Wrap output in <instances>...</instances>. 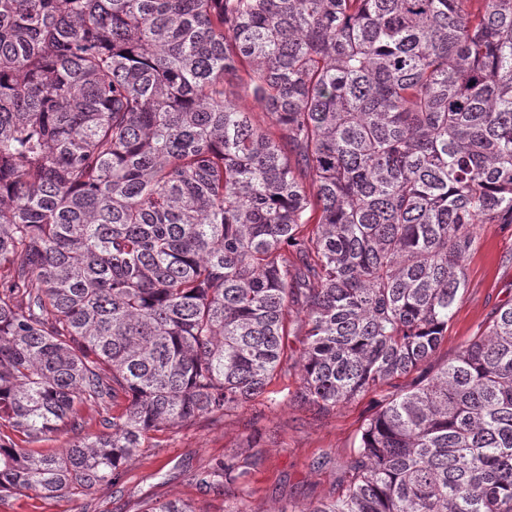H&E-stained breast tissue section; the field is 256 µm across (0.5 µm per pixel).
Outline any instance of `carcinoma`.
<instances>
[{"instance_id":"carcinoma-1","label":"carcinoma","mask_w":512,"mask_h":512,"mask_svg":"<svg viewBox=\"0 0 512 512\" xmlns=\"http://www.w3.org/2000/svg\"><path fill=\"white\" fill-rule=\"evenodd\" d=\"M479 224H512V0H0V495L262 395L296 301L294 400L387 390L292 512H512V303L432 365ZM120 411V407L111 408L108 414L105 413L98 405L88 403L81 408V417L83 422V430L76 435V432L70 431L62 435L58 440L45 441L38 444H33L35 448H43L44 451H55L65 446L69 441H74L75 437H83L86 434L98 433L103 430L101 422L103 417L112 416Z\"/></svg>"}]
</instances>
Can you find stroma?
<instances>
[{"mask_svg": "<svg viewBox=\"0 0 512 512\" xmlns=\"http://www.w3.org/2000/svg\"><path fill=\"white\" fill-rule=\"evenodd\" d=\"M476 235L465 261L467 287L432 358L436 365L454 359L496 306L512 302V225L482 224ZM305 322L301 306H293L288 354L262 396L224 417L153 434L118 485L73 498L11 495L0 499V512H142L149 499L187 501L196 512H290L341 493L348 480L344 462L375 396L363 394L326 414L291 401ZM228 457L246 467L245 477L220 493L196 482V474Z\"/></svg>", "mask_w": 512, "mask_h": 512, "instance_id": "stroma-1", "label": "stroma"}]
</instances>
